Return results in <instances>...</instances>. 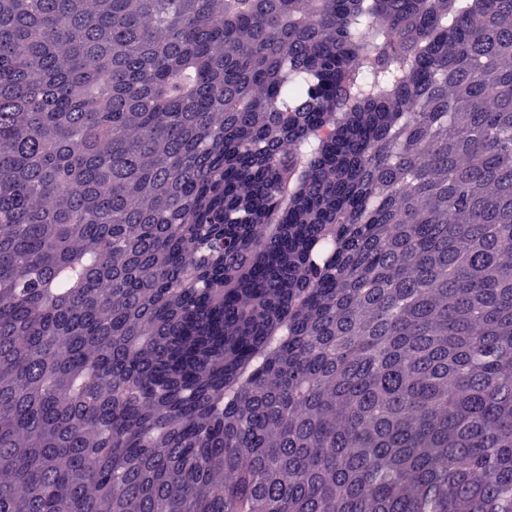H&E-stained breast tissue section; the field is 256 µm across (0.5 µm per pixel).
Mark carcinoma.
<instances>
[{
    "mask_svg": "<svg viewBox=\"0 0 512 512\" xmlns=\"http://www.w3.org/2000/svg\"><path fill=\"white\" fill-rule=\"evenodd\" d=\"M0 512H512V0H0Z\"/></svg>",
    "mask_w": 512,
    "mask_h": 512,
    "instance_id": "cac0c4a2",
    "label": "carcinoma"
}]
</instances>
